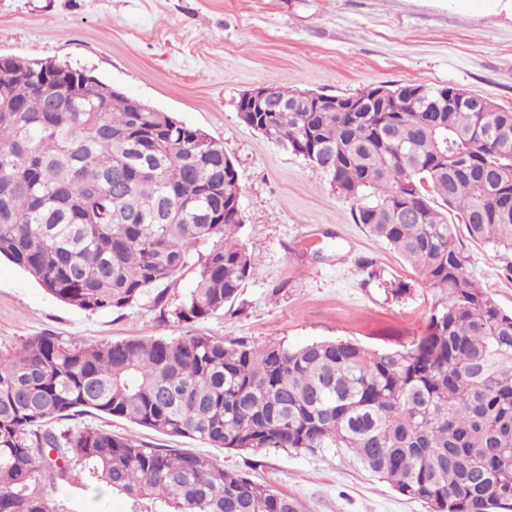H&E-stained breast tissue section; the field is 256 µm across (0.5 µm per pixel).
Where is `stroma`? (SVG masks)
Masks as SVG:
<instances>
[{
  "label": "stroma",
  "instance_id": "1",
  "mask_svg": "<svg viewBox=\"0 0 512 512\" xmlns=\"http://www.w3.org/2000/svg\"><path fill=\"white\" fill-rule=\"evenodd\" d=\"M0 54L90 72L224 145L238 172L241 243L259 264L231 307L185 325L172 316L195 280L185 268L120 312L84 311L0 261V350L49 333L67 344L215 336L255 346L348 340L408 347L442 295L353 219L325 175L247 127L237 102L277 86L350 95L371 86L451 85L512 108V0H0ZM469 274L512 311L507 256L470 248ZM139 442L211 454L295 498L302 512H428L348 452L238 454L121 418L79 415ZM62 512H131L130 500L77 489Z\"/></svg>",
  "mask_w": 512,
  "mask_h": 512
}]
</instances>
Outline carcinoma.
<instances>
[{"label":"carcinoma","mask_w":512,"mask_h":512,"mask_svg":"<svg viewBox=\"0 0 512 512\" xmlns=\"http://www.w3.org/2000/svg\"><path fill=\"white\" fill-rule=\"evenodd\" d=\"M54 65L12 56L0 78V257L86 311L129 308L189 265L179 321L233 305L257 263L224 144L72 67L64 91L36 90ZM407 90L388 112L373 87L347 96L360 112H316L277 87L279 111L239 118L323 172L355 223L446 294L411 348L31 336L0 351V512H59L54 493L91 485L132 512H301L208 455L53 426L83 413L238 453L344 449L429 512H512V312L468 274L466 246L512 254V110Z\"/></svg>","instance_id":"cac0c4a2"}]
</instances>
